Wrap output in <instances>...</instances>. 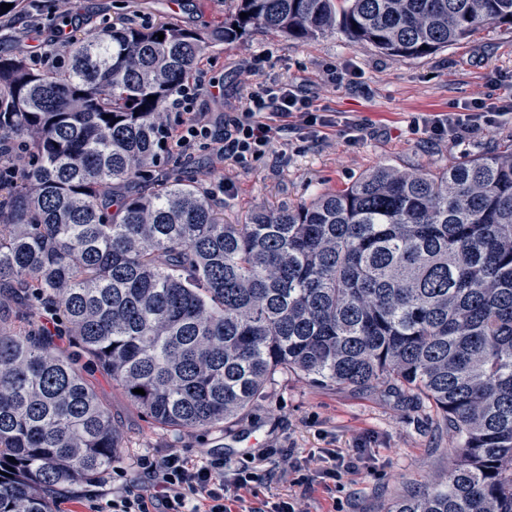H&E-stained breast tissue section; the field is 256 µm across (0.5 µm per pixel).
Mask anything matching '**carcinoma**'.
I'll return each mask as SVG.
<instances>
[{
  "label": "carcinoma",
  "instance_id": "carcinoma-1",
  "mask_svg": "<svg viewBox=\"0 0 512 512\" xmlns=\"http://www.w3.org/2000/svg\"><path fill=\"white\" fill-rule=\"evenodd\" d=\"M507 22L512 0H233L205 32L73 31L53 69L0 55V142L29 156L0 182V293L59 315L50 336L0 313V512H52L118 463L88 361L188 433L238 419L279 370L406 389L460 451L448 484L386 512H512V148L439 172L379 165L240 224L194 181L152 176L166 104L212 44L339 29L414 58Z\"/></svg>",
  "mask_w": 512,
  "mask_h": 512
}]
</instances>
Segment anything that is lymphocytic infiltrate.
Instances as JSON below:
<instances>
[{
  "label": "lymphocytic infiltrate",
  "instance_id": "lymphocytic-infiltrate-1",
  "mask_svg": "<svg viewBox=\"0 0 512 512\" xmlns=\"http://www.w3.org/2000/svg\"><path fill=\"white\" fill-rule=\"evenodd\" d=\"M269 66L266 54L245 65L255 83L245 104L225 115L220 134L197 107L206 83L192 75L171 102L181 119L177 126L162 127L163 145L174 147L182 160L209 148L225 164L246 168L268 158L281 143L314 146L336 131L353 145L366 136L367 120L319 107L303 85L269 76ZM500 118V113L484 111L481 102L472 100L455 103L445 112L418 113L412 129L435 140L463 141ZM272 454V449H263L238 467L220 454L198 455L187 449L147 452L135 461L136 478H128L123 467H113L111 497L88 498L86 512H303L292 496L253 503L258 487L269 477L265 463ZM360 461L359 454L328 448L321 455L289 463L287 473L293 485L307 488L317 481L332 490L358 469Z\"/></svg>",
  "mask_w": 512,
  "mask_h": 512
}]
</instances>
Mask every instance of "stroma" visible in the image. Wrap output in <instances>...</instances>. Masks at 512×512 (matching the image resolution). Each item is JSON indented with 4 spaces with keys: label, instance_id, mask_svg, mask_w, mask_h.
Returning <instances> with one entry per match:
<instances>
[{
    "label": "stroma",
    "instance_id": "stroma-1",
    "mask_svg": "<svg viewBox=\"0 0 512 512\" xmlns=\"http://www.w3.org/2000/svg\"><path fill=\"white\" fill-rule=\"evenodd\" d=\"M70 10L85 31L119 19L139 26L174 21L202 29L223 18L224 0H72ZM61 13L57 0H25L23 14L0 17V54L28 56L32 40L24 15H31L48 40L62 24ZM264 53L271 54L276 74L306 84L319 106L364 117L371 131L354 146L333 135L324 145L288 151L287 162L266 159L247 170L225 169L207 151L183 166L159 159L154 175L160 181L183 167L205 191L213 180L230 178L233 188L223 206L227 223L242 221L261 205L294 207L321 192L343 189L378 164L439 171L489 148L512 145V120L507 119L460 143L429 141L411 130L417 113L445 112L458 101L480 98L488 110H498L501 94L492 82L512 79V24L486 25L468 40L419 58L351 44L339 31L306 42L257 32L242 42L212 45L199 69L217 92L202 97L198 106L215 126H223L225 113L237 111L246 96L243 63ZM326 63L347 68L356 90L324 84L321 68ZM87 374L122 433L126 469L144 452L169 448L218 451L239 462L246 454L238 445L242 439L254 440L259 449H288L300 458L327 448L363 449L360 468L346 475L332 495L319 485L303 494L284 478L282 459L271 462L272 477L261 487L260 498L302 494L307 512H384L399 497L447 483L457 453L455 435L426 403L387 384L361 389L316 385L283 370L274 375L265 396L233 423L187 433L153 424L104 373L91 368Z\"/></svg>",
    "mask_w": 512,
    "mask_h": 512
}]
</instances>
